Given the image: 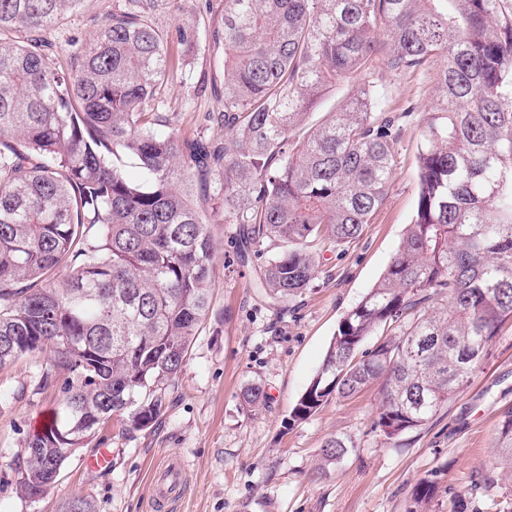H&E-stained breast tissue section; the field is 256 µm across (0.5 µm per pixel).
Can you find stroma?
Returning <instances> with one entry per match:
<instances>
[{"label": "stroma", "instance_id": "obj_1", "mask_svg": "<svg viewBox=\"0 0 512 512\" xmlns=\"http://www.w3.org/2000/svg\"><path fill=\"white\" fill-rule=\"evenodd\" d=\"M123 0H82L62 23L44 32L53 60L66 64L76 46ZM224 0H151L150 16L163 29L197 27L194 42H171L176 67L158 107L181 135L220 141L223 127L206 121L224 108L222 50L211 28ZM371 79L389 90L387 108L399 114V158L390 192L363 235L319 249L315 278L301 295L276 304L258 289L279 248L264 242L248 264L236 258L239 227L224 203L206 191L214 241L211 310L189 353L158 428L119 435L107 428L65 464L59 484L37 502L16 491L15 461L27 446L31 421L54 411L57 388L39 385L42 356L0 367V512H59L77 495H92L98 512H152L151 472L165 459L185 466V487L170 512H407L416 483L436 474L438 489L426 512H512V473L498 468L494 448L500 414L512 406V322L490 345L487 361L424 425L396 440L373 429L376 389L330 399L308 420L290 424L297 398L320 368L340 320L371 290L414 217L422 119L436 97L432 70L399 78L375 65ZM260 384L263 407L243 400ZM354 447L323 466L331 437ZM112 452L106 472L84 468L98 449Z\"/></svg>", "mask_w": 512, "mask_h": 512}]
</instances>
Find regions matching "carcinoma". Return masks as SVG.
<instances>
[{
    "label": "carcinoma",
    "instance_id": "cac0c4a2",
    "mask_svg": "<svg viewBox=\"0 0 512 512\" xmlns=\"http://www.w3.org/2000/svg\"><path fill=\"white\" fill-rule=\"evenodd\" d=\"M80 0H0V365L47 353L59 386L50 426L31 434L16 490L47 493L48 473L100 426L152 429L210 306L214 243L198 187L212 184L248 247L280 245L260 288L284 302L314 279L318 242L359 238L385 202L399 117L364 78L435 65L437 96L418 149L415 216L374 288L339 322L290 412L375 385L388 440L424 425L466 386L512 320V16L501 0H224V141L157 129L171 37L143 0L100 24L68 68L39 33ZM348 86L338 111L307 119ZM145 178L128 176L125 158ZM389 338L365 347L380 328ZM252 408L261 386L243 393ZM352 442L321 448L326 464ZM495 448L512 471V407ZM422 478L409 512L434 497ZM65 512H96L88 496Z\"/></svg>",
    "mask_w": 512,
    "mask_h": 512
}]
</instances>
